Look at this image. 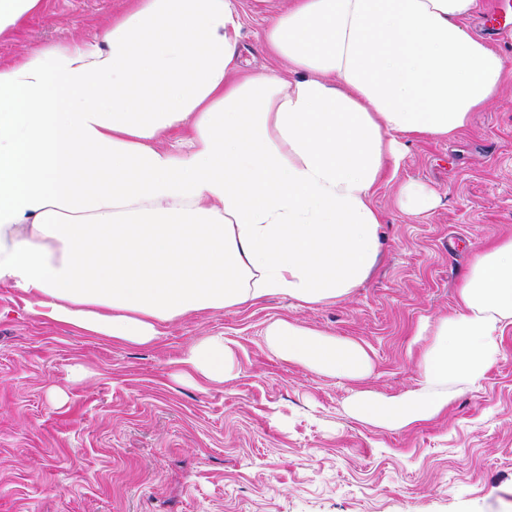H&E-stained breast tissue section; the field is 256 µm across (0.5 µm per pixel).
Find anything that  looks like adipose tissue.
<instances>
[{"label": "adipose tissue", "mask_w": 512, "mask_h": 512, "mask_svg": "<svg viewBox=\"0 0 512 512\" xmlns=\"http://www.w3.org/2000/svg\"><path fill=\"white\" fill-rule=\"evenodd\" d=\"M474 7L289 0L262 30L283 78L240 75L243 0H129L94 41L0 64V285L35 315L136 345L208 309L346 298L378 260L373 197L406 143L453 138L512 77L469 33ZM510 325L506 237L473 253L456 311L425 325L415 387L357 392L351 413L396 430L437 418ZM264 340L318 374L373 372L358 341L295 321ZM184 363L210 383L236 376L220 335Z\"/></svg>", "instance_id": "obj_1"}]
</instances>
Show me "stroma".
<instances>
[{
	"label": "stroma",
	"mask_w": 512,
	"mask_h": 512,
	"mask_svg": "<svg viewBox=\"0 0 512 512\" xmlns=\"http://www.w3.org/2000/svg\"><path fill=\"white\" fill-rule=\"evenodd\" d=\"M125 7L46 0L0 40V63L94 40ZM408 182L432 188L436 207L407 214ZM374 204L381 257L346 299L207 310L150 345L31 315L0 286V512H512V327L484 378L435 420L389 430L346 408L361 388L413 386L416 327L453 313L472 253L512 235V82L455 139L411 144ZM276 318L360 341L372 377L358 385L279 359L263 336ZM218 334L236 378L185 380L188 349Z\"/></svg>",
	"instance_id": "35a3bbf8"
}]
</instances>
